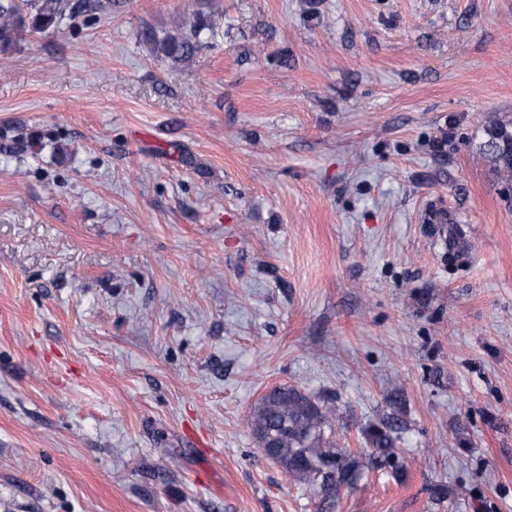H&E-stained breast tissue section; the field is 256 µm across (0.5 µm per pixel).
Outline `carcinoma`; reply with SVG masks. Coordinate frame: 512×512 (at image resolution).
I'll use <instances>...</instances> for the list:
<instances>
[{
	"label": "carcinoma",
	"instance_id": "obj_1",
	"mask_svg": "<svg viewBox=\"0 0 512 512\" xmlns=\"http://www.w3.org/2000/svg\"><path fill=\"white\" fill-rule=\"evenodd\" d=\"M68 7V0H0V49L53 27ZM215 27V21L199 14L189 31L167 36L162 51L175 62L188 61L200 48L202 36ZM479 152L495 164L504 187L512 189V123L487 127ZM335 423L336 407L294 385L273 387L250 414L259 447L266 451L276 444L272 461L290 480L312 491L316 512H334L342 490L370 472L404 478L392 424L369 426L364 432L366 451L355 453L341 446Z\"/></svg>",
	"mask_w": 512,
	"mask_h": 512
}]
</instances>
